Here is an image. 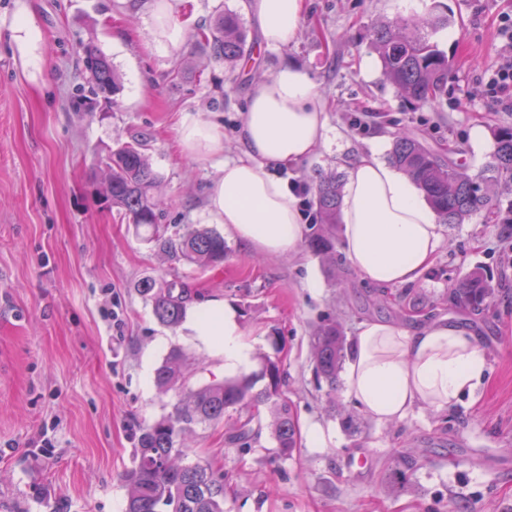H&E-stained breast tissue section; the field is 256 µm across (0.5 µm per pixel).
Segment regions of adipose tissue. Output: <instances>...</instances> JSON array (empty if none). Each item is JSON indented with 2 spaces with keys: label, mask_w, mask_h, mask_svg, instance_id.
Returning <instances> with one entry per match:
<instances>
[{
  "label": "adipose tissue",
  "mask_w": 512,
  "mask_h": 512,
  "mask_svg": "<svg viewBox=\"0 0 512 512\" xmlns=\"http://www.w3.org/2000/svg\"><path fill=\"white\" fill-rule=\"evenodd\" d=\"M259 43L281 49L295 43L306 20V0H243ZM181 0H151L150 46L168 55L183 39L173 24ZM244 154L224 157V132L211 121H184L181 151L215 172L207 198L212 223L224 225L264 256L297 253L303 215L287 184L270 172L296 165L329 139L324 101L309 73L293 65L255 81L242 114ZM342 250L357 276L377 287L416 282L444 246L436 213L411 179L376 155L356 157L346 168L340 192ZM199 336L217 338L224 370L235 374L248 363L249 348L234 309L212 300L189 321ZM487 357L471 333L447 319L408 329L386 322L364 323L353 342L345 385L376 423L404 418L417 405L444 409L481 383Z\"/></svg>",
  "instance_id": "ef3b65f1"
}]
</instances>
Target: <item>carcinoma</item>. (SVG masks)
Returning a JSON list of instances; mask_svg holds the SVG:
<instances>
[{
  "mask_svg": "<svg viewBox=\"0 0 512 512\" xmlns=\"http://www.w3.org/2000/svg\"><path fill=\"white\" fill-rule=\"evenodd\" d=\"M443 25L445 20L440 17H426L420 20L419 28H429V33L419 31L406 36L391 24L373 32V44L387 80L418 106L434 103L448 85V55L431 40V34ZM197 37L211 58L229 65L248 52L241 20L230 11L218 15L209 25L199 26ZM83 62L89 78L75 89L76 99L86 103L89 112L101 101L112 104L119 90L112 62L92 43L83 46ZM494 137L496 150L475 179L461 174L454 163L410 132L395 136L389 159L419 185L444 223L461 224L479 212L496 213V198L484 184L502 179L512 184V126L497 127ZM105 164L109 178L101 196L106 207L124 210L132 223L144 230L145 239L162 251L178 253L200 268L224 264L229 249L224 236L212 228L197 229L178 242L167 236V226L160 223L159 178L147 164L141 146H121L112 151ZM339 198L336 176L319 180L314 192L316 223L311 225L307 240L308 248L317 255L333 252L330 229L336 224ZM139 292L152 300L158 321L171 328L181 323L189 303L203 299L187 288H157L152 281L143 282ZM490 297L491 288L478 273L471 274L453 291L457 304L473 309L483 307ZM313 347L316 375L324 378L333 391L344 357L343 336L336 323L318 328ZM260 381L266 386L257 392L255 386ZM155 383L161 392L175 390L180 398L172 413L143 428L138 437L133 466L125 474L129 487L127 512H224V474L209 462H184L188 452L180 447V438L198 425L222 422L230 410L242 418L229 436V443L240 451L252 448L255 432L251 423L258 417L261 404L270 405L279 454L288 456L295 448L294 413L290 402L280 397V369L269 358L263 359L257 371L192 389L185 383L183 355L174 349L157 368Z\"/></svg>",
  "mask_w": 512,
  "mask_h": 512,
  "instance_id": "carcinoma-1",
  "label": "carcinoma"
}]
</instances>
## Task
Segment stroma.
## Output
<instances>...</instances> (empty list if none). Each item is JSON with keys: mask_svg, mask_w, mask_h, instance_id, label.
Returning <instances> with one entry per match:
<instances>
[{"mask_svg": "<svg viewBox=\"0 0 512 512\" xmlns=\"http://www.w3.org/2000/svg\"><path fill=\"white\" fill-rule=\"evenodd\" d=\"M0 0V512H126L124 475L141 429L172 412L155 372L172 349L186 359L191 387L224 380V357L187 323L158 322L139 285L177 282L231 305L251 348L283 372L293 404L296 446L278 455L271 415L260 406L253 447L227 436L236 423L198 426L190 460L224 474V512H512V195L498 218L478 213L443 227L445 245L416 283L373 288L342 250L323 257H264L225 234L223 266L202 269L155 249L99 192L105 160L119 144L145 140L161 181L162 222L179 238L209 223L214 171L181 152L183 119L221 125L225 154H243L239 118L255 75L293 64L306 69L326 104L329 141L285 179L315 186L344 177L354 156L388 159L406 130L477 177L495 150L494 131L512 125V89L491 98L487 82L512 60V0H308L301 35L288 48L259 51L251 67L208 62L191 32L218 13L241 16L247 43L258 35L241 0H182L189 35L173 56L147 48L149 0ZM447 15L434 34L448 54V93L413 107L382 73L371 34L413 13ZM38 35L40 67L15 39L21 18ZM94 42L121 89L111 108L88 117L74 98L86 71L80 46ZM179 78H172L173 70ZM492 289L488 308L455 304L450 293L472 272ZM447 317L474 333L488 359L473 396L445 410L417 406L377 424L314 372L312 336L339 325L352 344L361 323L412 327ZM318 431L321 443L308 438ZM359 448L371 454L361 475L346 468ZM466 449L449 461L452 449ZM407 480L392 483L393 471Z\"/></svg>", "mask_w": 512, "mask_h": 512, "instance_id": "stroma-1", "label": "stroma"}]
</instances>
